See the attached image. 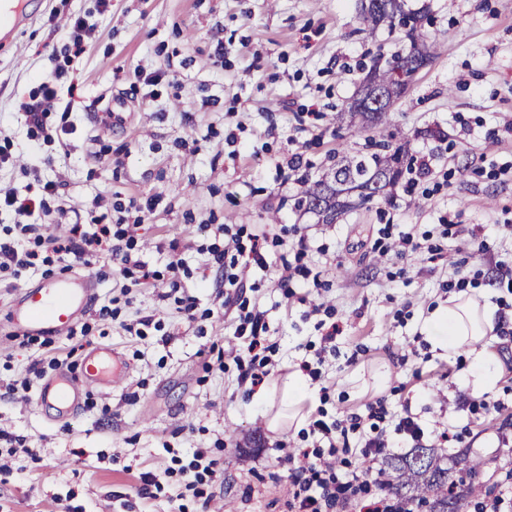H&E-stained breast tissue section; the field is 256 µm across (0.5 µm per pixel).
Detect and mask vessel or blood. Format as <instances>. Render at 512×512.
<instances>
[{
	"instance_id": "1",
	"label": "vessel or blood",
	"mask_w": 512,
	"mask_h": 512,
	"mask_svg": "<svg viewBox=\"0 0 512 512\" xmlns=\"http://www.w3.org/2000/svg\"><path fill=\"white\" fill-rule=\"evenodd\" d=\"M32 23L22 0H0V46H12ZM96 295V281L86 274L47 278L42 287L20 289L9 313L11 327L25 334L62 335L73 327ZM127 368L113 350L91 348L81 363V376L57 377L44 384L35 398L36 408L58 403L79 408L88 390H109L122 385Z\"/></svg>"
}]
</instances>
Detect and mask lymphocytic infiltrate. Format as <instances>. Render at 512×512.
<instances>
[{
    "label": "lymphocytic infiltrate",
    "instance_id": "lymphocytic-infiltrate-1",
    "mask_svg": "<svg viewBox=\"0 0 512 512\" xmlns=\"http://www.w3.org/2000/svg\"><path fill=\"white\" fill-rule=\"evenodd\" d=\"M58 183H40L39 197L21 196L6 191L0 202L13 208L20 221L0 230V275L19 278L23 271L45 266L71 255L76 259L108 256L116 261L125 283L123 292L157 282L150 271L132 252L136 246V227L132 224H72L66 237L55 236L50 225L37 218L47 209L46 200L55 196ZM217 242L207 252L211 260L224 270V302L237 306L239 314L235 337H247V344L235 350V360L264 349L268 327L261 311L249 308L243 281L250 268H266L267 261L258 247L259 237H241L230 225H219ZM267 371L243 367L239 384L262 385ZM316 435L314 448L295 452L284 449L280 460L288 466L292 512H336L349 501H358L362 512H409L405 503L394 502L380 492L383 475L381 463L392 444L411 439L422 440L425 431L411 411L391 413L385 398H377L368 406L367 415L353 414L326 421L317 419L309 426Z\"/></svg>",
    "mask_w": 512,
    "mask_h": 512
}]
</instances>
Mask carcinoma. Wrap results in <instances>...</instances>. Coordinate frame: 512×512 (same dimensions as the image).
I'll return each instance as SVG.
<instances>
[{
    "instance_id": "1",
    "label": "carcinoma",
    "mask_w": 512,
    "mask_h": 512,
    "mask_svg": "<svg viewBox=\"0 0 512 512\" xmlns=\"http://www.w3.org/2000/svg\"><path fill=\"white\" fill-rule=\"evenodd\" d=\"M359 21L364 28L372 31L383 23L392 29L397 28L400 30V41L407 40L413 47L421 16L402 10L385 20L380 10L369 9L359 11ZM406 52L407 48L403 46L388 56L382 51L377 53L374 60L378 62L383 59L385 64L373 66L371 74L375 80L385 86L396 85L400 74L399 63ZM377 146L380 147L378 151L368 150L341 157L326 175L306 184L295 205L308 208L313 200L327 195L330 187L338 182L355 187L365 186L378 171L391 174V181H396L402 175L401 150L389 151L388 143L379 142ZM480 467L481 462H474L466 476H457L437 463L431 449L413 448L390 465L385 476V488L396 495L405 494L421 504H430L431 512H455L458 500L455 489L464 482V478L474 477Z\"/></svg>"
}]
</instances>
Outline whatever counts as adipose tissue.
<instances>
[{
  "label": "adipose tissue",
  "mask_w": 512,
  "mask_h": 512,
  "mask_svg": "<svg viewBox=\"0 0 512 512\" xmlns=\"http://www.w3.org/2000/svg\"><path fill=\"white\" fill-rule=\"evenodd\" d=\"M498 307L486 291L450 293L446 303L431 311L422 325L426 340L448 356L467 354L470 363L459 380L473 395L494 390L499 380L495 357L484 343L497 326Z\"/></svg>",
  "instance_id": "ef3b65f1"
}]
</instances>
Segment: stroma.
Returning <instances> with one entry per match:
<instances>
[{"instance_id":"1","label":"stroma","mask_w":512,"mask_h":512,"mask_svg":"<svg viewBox=\"0 0 512 512\" xmlns=\"http://www.w3.org/2000/svg\"><path fill=\"white\" fill-rule=\"evenodd\" d=\"M423 15L421 38L437 53L396 110L388 131L411 155L432 153L437 176L388 187L385 199L351 210L336 223L294 208L306 181L317 180L337 155L362 149L348 106L370 67V55L390 49L387 26L361 30L358 0H30L32 26L15 46L0 50V188L25 192L31 168L59 183L48 218L56 235L90 214L108 223H138L134 253L165 272L172 254L186 268L181 294L197 299L196 321L164 298V284L138 290L117 321L98 318L119 296L123 279L108 257L72 263L96 278L97 295L82 321L83 345L118 348L130 370L125 384L86 394L80 409L60 413L34 407V391H11L34 360L71 358L68 336L53 349L12 338L7 313L18 289L37 286L31 269L0 281V428L24 436L10 469L0 472V512H288V473L278 443L300 449L312 438L288 423L270 429L284 383L301 361L320 362L313 384L320 403L310 417L366 414L387 395L392 412L410 406L427 430L466 428L462 444L441 449L487 461L457 512H476L492 468L512 466V335L491 336L488 349L501 378L493 394L502 409L472 412L474 401L457 380L466 355L448 359L431 347L421 323L446 302L453 268L478 272L502 320L512 325V294L497 288L494 264L512 265V0H404ZM85 19L81 47L66 23ZM158 72V82L145 84ZM61 74L60 95L71 111L48 114L43 128L27 125L18 107ZM128 102L131 122L103 131L95 123L110 98ZM301 154L306 181L278 177L276 162ZM482 175H474V168ZM153 201V211L128 209L130 199ZM457 219L458 233L441 234ZM204 224H230L265 239L267 270L253 269L246 297L263 311L275 374L264 390L266 411L238 387L237 366L205 370L202 351L227 348L236 307L217 297L224 272L200 250ZM490 243L470 246L472 230ZM308 244L306 263L323 287L300 282L286 298L276 274L283 231ZM429 236L441 251L381 254L392 237ZM178 251H171V242ZM336 309L341 335L324 342L310 302ZM151 317L145 335L121 321ZM218 459L224 476L208 486L210 502L177 499L176 472L194 450ZM163 476L156 497L138 493L144 473Z\"/></svg>"}]
</instances>
